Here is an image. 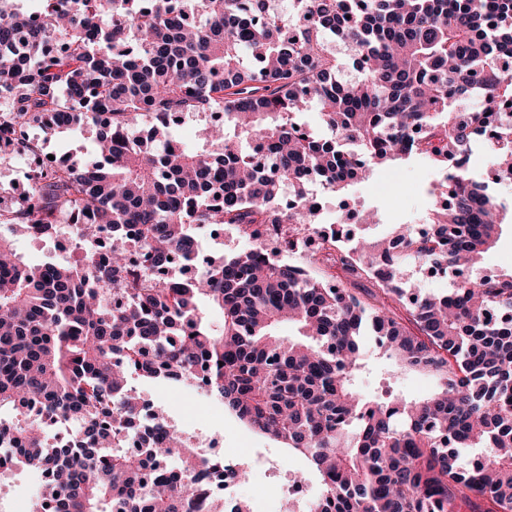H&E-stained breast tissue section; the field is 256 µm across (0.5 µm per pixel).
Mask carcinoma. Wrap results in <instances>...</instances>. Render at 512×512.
Listing matches in <instances>:
<instances>
[{
    "instance_id": "carcinoma-1",
    "label": "carcinoma",
    "mask_w": 512,
    "mask_h": 512,
    "mask_svg": "<svg viewBox=\"0 0 512 512\" xmlns=\"http://www.w3.org/2000/svg\"><path fill=\"white\" fill-rule=\"evenodd\" d=\"M20 2L0 0V153L38 152L17 137L32 127H85L100 146L92 163L47 167L24 207L0 213L20 230L65 214L80 249L32 265L0 234V442L46 473L43 512H227L182 431L119 447L137 424L133 380L190 386L201 374L224 412L307 462L293 478L317 477L311 512H457L476 500L512 512V320H491L512 313V273L466 276L449 296L411 297L404 279L411 261L476 266L512 221L466 174L482 133L491 175L512 179V0H297L308 19L296 34L272 0H190L187 12L181 0ZM335 43L357 78L339 79ZM312 99L328 138L295 121ZM213 111L224 123L200 146L171 141L173 118ZM411 157L442 172L447 197L423 235L399 224L362 238L317 258V277L259 241L185 285L154 273L172 254L192 259L203 226L272 232L293 250L316 227L313 182L345 195ZM365 327L438 390L363 398L351 380ZM31 404L67 420L72 443L46 447ZM461 448L479 456L464 464Z\"/></svg>"
}]
</instances>
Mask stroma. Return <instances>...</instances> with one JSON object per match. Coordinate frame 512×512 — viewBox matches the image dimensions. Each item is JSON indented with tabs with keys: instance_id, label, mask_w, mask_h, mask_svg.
Listing matches in <instances>:
<instances>
[{
	"instance_id": "stroma-1",
	"label": "stroma",
	"mask_w": 512,
	"mask_h": 512,
	"mask_svg": "<svg viewBox=\"0 0 512 512\" xmlns=\"http://www.w3.org/2000/svg\"><path fill=\"white\" fill-rule=\"evenodd\" d=\"M30 135L38 140L45 138L37 128L31 130ZM94 139V131L78 129L67 137L49 138L48 149L57 154H72L78 161H92L96 158ZM34 170V158L18 154L0 158V203L11 205L20 202L16 184L22 181L26 186H33L30 174ZM441 178V173L425 161L411 158L399 162L392 169H376L369 180L354 187L352 198L347 202L321 184H314L313 189L330 205L329 211L321 214V223H335L346 205L374 210L378 213V223L354 225L353 236L357 239H380L388 236L395 225L424 223L440 195ZM362 346L366 353L365 364L356 377V385L363 396L372 398L389 388L404 398L420 400L436 391L437 384L433 378L413 371L396 370L378 353L376 338L372 334L363 336ZM136 389L152 399L180 431L223 435L224 449L228 454L246 461L259 455L276 464V471L270 472L266 478H259L255 473L250 476L251 481L264 483L260 498L252 504L254 512H274L282 492L280 470H299L304 466L303 460L286 456L278 443L225 414L223 405L218 401L199 396L192 389L142 383L137 384Z\"/></svg>"
}]
</instances>
